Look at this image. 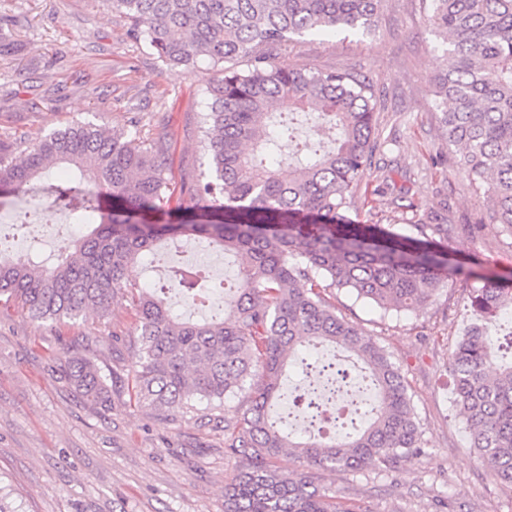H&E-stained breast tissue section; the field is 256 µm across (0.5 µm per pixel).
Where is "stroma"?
<instances>
[{
    "instance_id": "1",
    "label": "stroma",
    "mask_w": 512,
    "mask_h": 512,
    "mask_svg": "<svg viewBox=\"0 0 512 512\" xmlns=\"http://www.w3.org/2000/svg\"><path fill=\"white\" fill-rule=\"evenodd\" d=\"M423 15L422 0H384L369 36L307 37L270 51L284 66L349 69L373 81L379 149L351 199V219L407 235L431 215L479 227L448 243L474 276L450 280L426 308L385 311L345 289L325 292L337 315L375 336L401 370L423 451L387 474H313L337 501L369 512H439L441 500L455 512H512V487L470 446L449 372L482 275H512V230L494 220L487 190L463 178L444 137L431 94L444 61ZM0 34L18 46L0 54V134L34 140L84 122L148 140L165 134L167 207L185 204L209 165L201 147L214 76L207 64L190 74L165 65L104 0H0ZM137 324L127 301L106 316L61 322L0 303V488L15 512H224V487L241 467L224 453V423L247 403L234 394L220 408L204 400L163 412L136 404ZM98 336L112 339L96 355L113 379L105 407L78 397L64 373L68 358L93 353Z\"/></svg>"
}]
</instances>
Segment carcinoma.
<instances>
[{
    "instance_id": "carcinoma-1",
    "label": "carcinoma",
    "mask_w": 512,
    "mask_h": 512,
    "mask_svg": "<svg viewBox=\"0 0 512 512\" xmlns=\"http://www.w3.org/2000/svg\"><path fill=\"white\" fill-rule=\"evenodd\" d=\"M105 2L163 63L192 72L204 61L215 72L202 140L209 171L173 220L163 212V150L137 135L83 123L34 142H0V208L42 182L76 222L93 226L51 263L0 252V301L22 303L37 321H62L89 310L106 315L137 293V404L160 412L247 394L242 417L224 423L225 452L242 461L224 512H370L336 502L310 472L277 465L287 450L308 467L392 469L422 452L400 369L372 336L337 316L322 291L344 288L384 310L424 308L450 279L472 274L448 252V239L470 225L417 224V235L408 236L348 219L349 193L376 149L373 86L348 70L280 66L263 48L310 36H366L383 0ZM425 2L445 60L434 84L444 136L464 177L489 185L497 223L512 230V0ZM19 150L25 158L18 164ZM57 164L73 172L64 185L48 182ZM88 171L92 184L84 180ZM183 236L243 259L219 320L173 313L176 301L209 298L199 272L168 267L160 296L125 281L128 266L159 263L163 246ZM508 307V280L486 277L473 289L474 323L452 354L451 376L472 447L512 486V364L497 365L491 335ZM323 343L354 352L377 400L355 435L324 442L308 430L296 439L274 412L281 378L300 346ZM66 375L82 398L110 401L96 356L68 360Z\"/></svg>"
}]
</instances>
